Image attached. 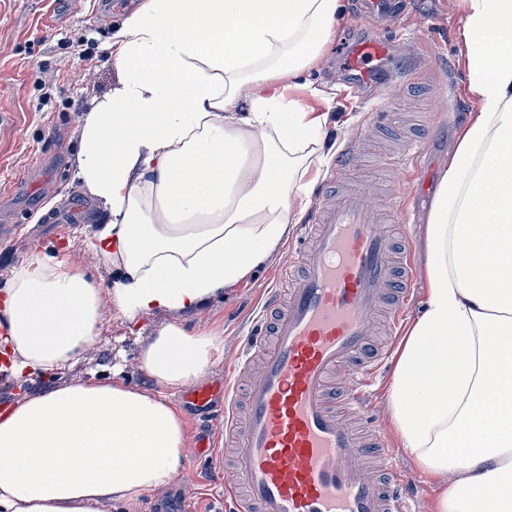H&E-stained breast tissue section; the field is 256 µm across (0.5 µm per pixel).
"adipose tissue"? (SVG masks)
Here are the masks:
<instances>
[{"mask_svg": "<svg viewBox=\"0 0 512 512\" xmlns=\"http://www.w3.org/2000/svg\"><path fill=\"white\" fill-rule=\"evenodd\" d=\"M474 114L424 234L427 297L389 383L391 420L434 512H512V0H459ZM340 0H142L108 43L116 91L93 97L74 174L107 217L93 248L118 274L34 256L0 293L14 377L72 364L125 317L196 309L276 251L309 203L323 125L282 76L320 57ZM220 343L163 326L140 348L163 387L76 382L0 415V512H114L173 478L186 444L164 391Z\"/></svg>", "mask_w": 512, "mask_h": 512, "instance_id": "obj_1", "label": "adipose tissue"}]
</instances>
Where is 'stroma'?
I'll use <instances>...</instances> for the list:
<instances>
[{"label":"stroma","instance_id":"obj_1","mask_svg":"<svg viewBox=\"0 0 512 512\" xmlns=\"http://www.w3.org/2000/svg\"><path fill=\"white\" fill-rule=\"evenodd\" d=\"M140 3L131 0L114 10L103 0H0V113L13 116L12 125L0 129V225L15 219L21 231L17 239L0 241V287L8 273L37 254L61 260L66 253H79L78 269L105 287L116 274L89 243L102 213L73 179L83 118L76 107L119 87L105 45ZM342 4L321 57L286 91L288 98L323 118L320 160L312 165L310 176L321 179L338 164L369 113H386V124L373 144L352 145L361 154L352 177L374 187L382 204L400 199V222L409 241L419 246L432 194L419 190L417 180L437 183L456 133L475 109L458 54L462 13L457 0H408V10L398 22L402 39L394 45L386 71L376 76V88L363 89L347 58L382 25L357 17L355 0ZM402 66L414 67L418 75L408 90L390 80V70ZM421 135L427 136L428 148L408 172L398 174L382 164L383 154L399 152L409 139ZM296 234V226H289L287 243ZM287 243L263 266L196 310L154 311L132 321L107 310L98 341L67 368L22 379L0 371V411L80 381L120 379L141 390L162 392V385L140 367L137 354L169 323L223 340L224 351L204 379L223 376L254 310L278 278L288 256ZM180 466L185 483L147 492L118 512H219L208 460L185 458Z\"/></svg>","mask_w":512,"mask_h":512}]
</instances>
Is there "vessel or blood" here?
<instances>
[{
  "label": "vessel or blood",
  "instance_id": "obj_1",
  "mask_svg": "<svg viewBox=\"0 0 512 512\" xmlns=\"http://www.w3.org/2000/svg\"><path fill=\"white\" fill-rule=\"evenodd\" d=\"M376 38L353 54L360 70L386 59ZM332 170L300 226L299 246L270 289L223 384L193 385L183 403H224V455L213 470L234 512H411V485L371 414L414 281L371 197ZM386 326L387 340L377 329Z\"/></svg>",
  "mask_w": 512,
  "mask_h": 512
}]
</instances>
